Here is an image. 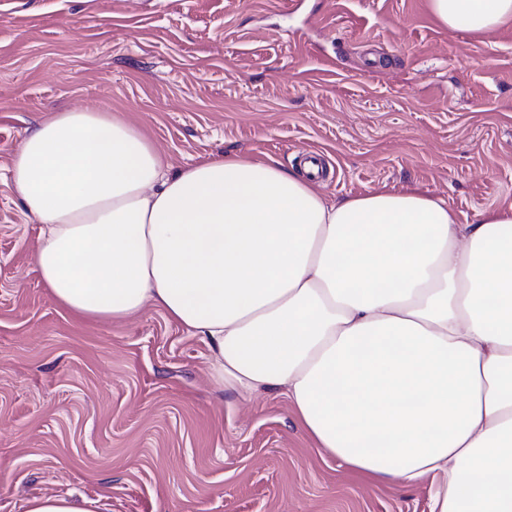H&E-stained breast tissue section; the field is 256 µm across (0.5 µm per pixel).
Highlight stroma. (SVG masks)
<instances>
[{
	"label": "stroma",
	"instance_id": "obj_1",
	"mask_svg": "<svg viewBox=\"0 0 512 512\" xmlns=\"http://www.w3.org/2000/svg\"><path fill=\"white\" fill-rule=\"evenodd\" d=\"M64 108L106 109L173 169L274 160L343 201L414 189L462 224L512 206V21L441 27L429 0H0V512H430L320 455L288 398L243 394L148 307L78 320L34 262L14 152ZM98 500L84 496L43 495L27 502L26 512H100Z\"/></svg>",
	"mask_w": 512,
	"mask_h": 512
}]
</instances>
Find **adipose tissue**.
Segmentation results:
<instances>
[{
    "instance_id": "ef3b65f1",
    "label": "adipose tissue",
    "mask_w": 512,
    "mask_h": 512,
    "mask_svg": "<svg viewBox=\"0 0 512 512\" xmlns=\"http://www.w3.org/2000/svg\"><path fill=\"white\" fill-rule=\"evenodd\" d=\"M430 8L451 31L512 20V0ZM8 187L40 226L58 307L112 322L160 309L220 381L282 391L321 455L430 479V512H512V207L461 224L419 192L339 203L250 157L173 171L89 109L38 124Z\"/></svg>"
}]
</instances>
